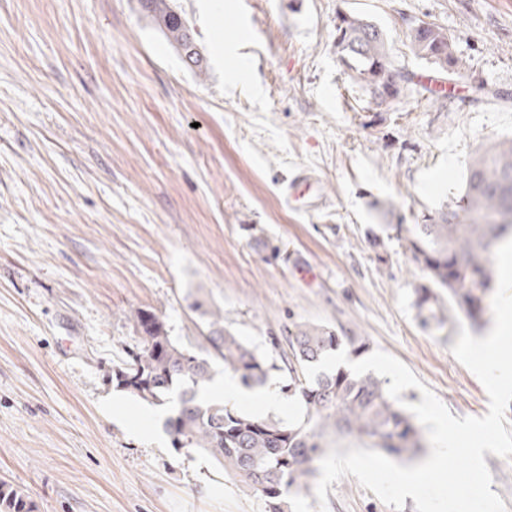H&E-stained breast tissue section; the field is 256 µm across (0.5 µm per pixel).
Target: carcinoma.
<instances>
[{
  "instance_id": "obj_1",
  "label": "carcinoma",
  "mask_w": 512,
  "mask_h": 512,
  "mask_svg": "<svg viewBox=\"0 0 512 512\" xmlns=\"http://www.w3.org/2000/svg\"><path fill=\"white\" fill-rule=\"evenodd\" d=\"M148 18L177 52L186 49L187 26L169 0H139ZM414 56L457 80L465 77L463 59L455 54L448 32L434 22L410 28ZM333 47L351 82L376 107L401 94L400 85L414 83V74L396 68L386 35L375 21L345 14L336 23ZM512 238V138L489 143L469 158L460 195L424 216L406 237L424 282L416 289L415 306L422 325L441 323L435 305L439 292L448 295L472 322L487 313L493 288L492 253ZM140 343L126 353L112 379L141 374L140 383L124 387L138 398L170 406L165 429L175 448L207 453L225 473L258 492L267 512H290L289 496L303 489L326 455L325 437L354 436L364 447L398 461H410L424 448L422 429L386 392V382L370 374L356 376L338 368L309 381L304 365L336 351L344 337L309 323L288 329L293 364L283 393L300 399L305 412L297 423L282 424L247 414L233 406L205 403L199 389L212 376V357L246 390L264 385L277 365L240 337L213 322L207 346L180 343L153 312L137 311ZM0 512H37L36 503L20 487L0 480Z\"/></svg>"
}]
</instances>
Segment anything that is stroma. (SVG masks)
Listing matches in <instances>:
<instances>
[{
    "instance_id": "35a3bbf8",
    "label": "stroma",
    "mask_w": 512,
    "mask_h": 512,
    "mask_svg": "<svg viewBox=\"0 0 512 512\" xmlns=\"http://www.w3.org/2000/svg\"><path fill=\"white\" fill-rule=\"evenodd\" d=\"M223 2L172 0L200 73L138 0H0V478L38 512H266L206 454L125 423L147 407L112 380L138 309L183 343L219 322L278 363L289 326H327L400 359L454 417L488 411L451 353L465 315L447 302L422 328L405 240L375 247L368 230L420 223L480 144L512 135V0ZM341 13L379 23L396 66L442 87L407 34L447 29L463 101L369 105L333 50ZM479 84L500 99L477 101ZM298 172L318 198L289 201ZM327 499L393 512L351 475Z\"/></svg>"
}]
</instances>
